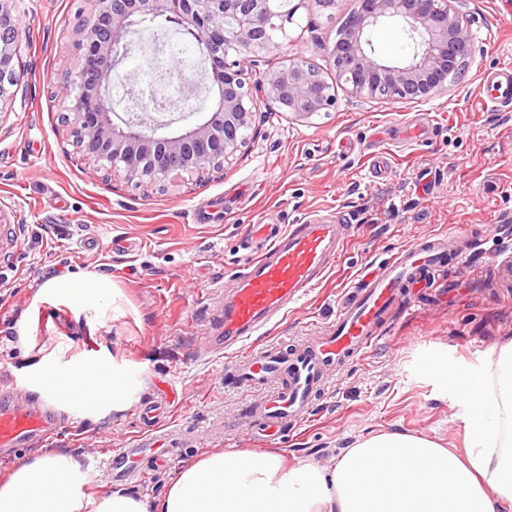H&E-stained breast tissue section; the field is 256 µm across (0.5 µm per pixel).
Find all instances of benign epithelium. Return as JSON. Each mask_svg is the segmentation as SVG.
<instances>
[{
	"mask_svg": "<svg viewBox=\"0 0 512 512\" xmlns=\"http://www.w3.org/2000/svg\"><path fill=\"white\" fill-rule=\"evenodd\" d=\"M18 0H0V112L15 103L13 60L21 30ZM460 0H360L357 19L348 35L326 46V62L351 93L381 96L400 102L438 95L447 89L448 75L458 69L473 48L472 19ZM88 14L77 28L78 64L56 86L63 101V125L92 171L123 172L127 183L143 189H163L168 176L183 170L201 174L224 171V162L244 146L258 98L272 99L298 120H307L336 105V85L305 58L263 73L260 91L247 82L245 64L279 48L264 33L275 23L272 0H88ZM162 17L181 30L203 37L210 64L209 78L217 97L202 122L177 135L162 133L141 113L122 126L105 106L112 81L116 49L134 22ZM395 19L415 42L411 60L387 64L374 57L369 34L378 24ZM232 31H226V21ZM236 57L229 58V52Z\"/></svg>",
	"mask_w": 512,
	"mask_h": 512,
	"instance_id": "1",
	"label": "benign epithelium"
}]
</instances>
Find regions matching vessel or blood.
Wrapping results in <instances>:
<instances>
[{
	"mask_svg": "<svg viewBox=\"0 0 512 512\" xmlns=\"http://www.w3.org/2000/svg\"><path fill=\"white\" fill-rule=\"evenodd\" d=\"M484 84L487 106L512 109L511 66L488 73ZM246 236L257 249L246 256L224 299V345L237 350L224 364V384L253 393L242 421L273 437L285 427L308 420L330 370L360 361L367 354L389 311L403 303L404 289L430 288L443 279L450 240L449 235L435 234L401 249L357 278L340 302L330 334L284 345L277 341L258 344L254 338L319 286L348 243V227L311 220L251 224ZM484 257L495 270L499 288L512 291V254L495 243L485 248ZM50 418L39 407H0V449L47 442ZM178 445L175 431H151L133 447L106 459L107 476L115 483L135 479L145 465L159 466L173 458Z\"/></svg>",
	"mask_w": 512,
	"mask_h": 512,
	"instance_id": "vessel-or-blood-1",
	"label": "vessel or blood"
}]
</instances>
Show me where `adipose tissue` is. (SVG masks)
Instances as JSON below:
<instances>
[{
	"instance_id": "1",
	"label": "adipose tissue",
	"mask_w": 512,
	"mask_h": 512,
	"mask_svg": "<svg viewBox=\"0 0 512 512\" xmlns=\"http://www.w3.org/2000/svg\"><path fill=\"white\" fill-rule=\"evenodd\" d=\"M42 293L79 305L105 302L103 278L52 279ZM440 389L460 395L465 450L417 434L384 431L343 451L333 468L288 463L280 453L220 449L183 467L156 506L115 490L87 498L73 457L52 453L0 478V512H512V341L480 366L431 356ZM30 388L98 417L138 399V370L103 354L57 345L30 368Z\"/></svg>"
}]
</instances>
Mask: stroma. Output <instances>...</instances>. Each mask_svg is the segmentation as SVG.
Returning a JSON list of instances; mask_svg holds the SVG:
<instances>
[{
  "label": "stroma",
  "instance_id": "obj_1",
  "mask_svg": "<svg viewBox=\"0 0 512 512\" xmlns=\"http://www.w3.org/2000/svg\"><path fill=\"white\" fill-rule=\"evenodd\" d=\"M357 3L338 0L329 14L302 5L258 72L294 55L324 67L327 38ZM87 8L86 0H24L19 15L20 99L0 115V212L24 231L11 263L0 265V404L45 406L27 387V369L60 343L138 367L143 385L138 402L101 418L55 406L53 438L1 452L0 476L60 452L87 473L88 494L110 492L102 460L142 434L146 405L184 437L167 465L127 484L151 503L182 467L219 449L274 450L330 467L344 448L382 431L462 447L460 402L443 396L420 363L438 354L469 368L512 339V295L499 292L480 253L493 237L512 252V235L500 233L512 225V111L488 108L481 90L484 74L512 64V0H463L474 49L447 91L392 103L341 87L335 109L302 122L260 103L223 173H184L147 195L120 175H90L60 120L54 87L75 69V29ZM370 38L384 62H407L415 51L396 20ZM417 126L423 137H411ZM307 219L343 221L354 233L337 267L264 341L328 330L355 275L417 238L452 231L462 240L448 257V293L426 298L414 289V303L393 312L366 357L336 371L308 421L271 442L242 427L249 397L225 388L226 357L211 339L223 333L247 226ZM88 275L111 280V303L91 308L38 293L48 280Z\"/></svg>",
  "mask_w": 512,
  "mask_h": 512
}]
</instances>
